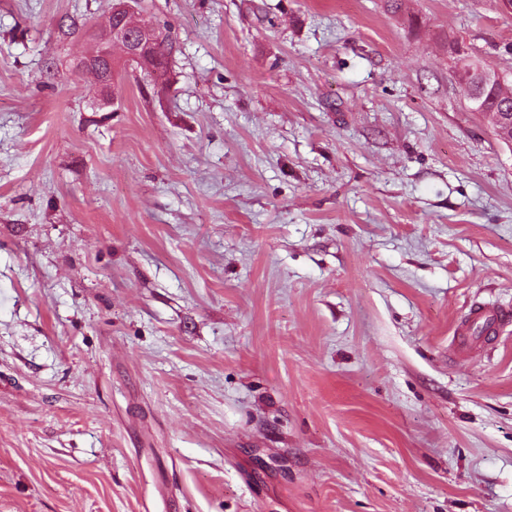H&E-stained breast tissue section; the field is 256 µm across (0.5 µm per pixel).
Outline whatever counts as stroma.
Listing matches in <instances>:
<instances>
[{
    "mask_svg": "<svg viewBox=\"0 0 512 512\" xmlns=\"http://www.w3.org/2000/svg\"><path fill=\"white\" fill-rule=\"evenodd\" d=\"M0 0V512H512L497 0ZM137 2L138 0L113 1L110 20L96 34V52L84 60L85 65L91 66L95 59L104 58L112 68V47H119L126 60L138 62L154 75L160 69L153 66L152 49L156 55L164 59L165 67L168 68L169 60L175 51V39L170 32L159 30L160 39L154 44L157 32L153 28L131 21ZM149 72L145 73L150 74ZM506 83L508 84L509 89L505 88ZM510 86L511 85L506 79L501 87L488 88L484 95V109L482 111H477L486 112L492 117V123L498 137L508 143H511V130L499 125L497 112H503V109L507 108L508 112H504L502 121L512 129V113L509 112V109L512 107V92ZM509 320L507 312L487 304H477L470 310L469 323L470 326L461 331L460 336H470L471 328L477 327L474 330V335H481L485 328L488 334L493 330L501 329ZM482 327V328H481Z\"/></svg>",
    "mask_w": 512,
    "mask_h": 512,
    "instance_id": "35a3bbf8",
    "label": "stroma"
}]
</instances>
